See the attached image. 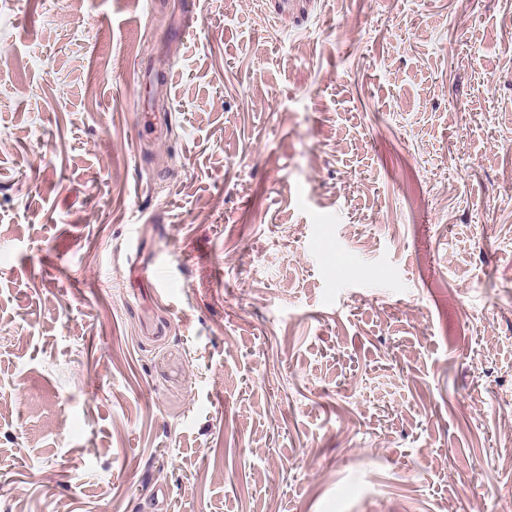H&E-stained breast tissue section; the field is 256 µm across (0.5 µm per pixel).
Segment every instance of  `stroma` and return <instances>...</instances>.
<instances>
[{
    "instance_id": "35a3bbf8",
    "label": "stroma",
    "mask_w": 512,
    "mask_h": 512,
    "mask_svg": "<svg viewBox=\"0 0 512 512\" xmlns=\"http://www.w3.org/2000/svg\"><path fill=\"white\" fill-rule=\"evenodd\" d=\"M509 41L0 0V512H512ZM147 272L153 286V296L156 303L168 307L167 302L171 293V279L157 267Z\"/></svg>"
}]
</instances>
